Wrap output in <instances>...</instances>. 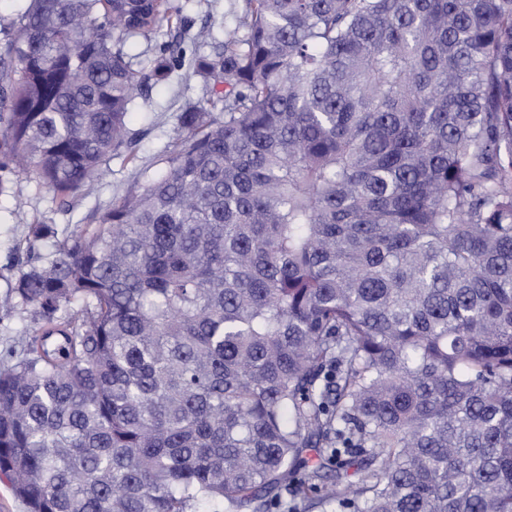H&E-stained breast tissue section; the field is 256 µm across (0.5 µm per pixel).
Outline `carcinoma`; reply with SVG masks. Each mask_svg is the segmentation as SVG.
<instances>
[{
	"mask_svg": "<svg viewBox=\"0 0 512 512\" xmlns=\"http://www.w3.org/2000/svg\"><path fill=\"white\" fill-rule=\"evenodd\" d=\"M0 19V189L120 158L176 0ZM125 193L31 226L0 312V475L29 512H512V0H244ZM52 242L43 253L41 246ZM36 327L32 312H15L11 315L0 313V362L20 359Z\"/></svg>",
	"mask_w": 512,
	"mask_h": 512,
	"instance_id": "obj_1",
	"label": "carcinoma"
}]
</instances>
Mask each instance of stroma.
I'll return each instance as SVG.
<instances>
[{"label": "stroma", "mask_w": 512, "mask_h": 512, "mask_svg": "<svg viewBox=\"0 0 512 512\" xmlns=\"http://www.w3.org/2000/svg\"><path fill=\"white\" fill-rule=\"evenodd\" d=\"M193 22L192 30L181 40L191 44L195 30L210 28L215 37L234 29L242 13L243 0H179ZM193 60L185 58L181 68L162 81L152 82L148 104H135L128 115V127L139 133L141 165L149 166L164 144L174 137L176 118L186 103L198 99L201 90L192 74ZM135 167L114 159L107 163L101 178L79 196L73 206L59 208L51 194L24 179L9 182L0 189V295L6 294L25 268L26 247L32 224H52L59 235L83 223L93 210L106 211L114 196L121 194L135 179ZM36 327L32 312L0 314V362L20 359Z\"/></svg>", "instance_id": "35a3bbf8"}]
</instances>
